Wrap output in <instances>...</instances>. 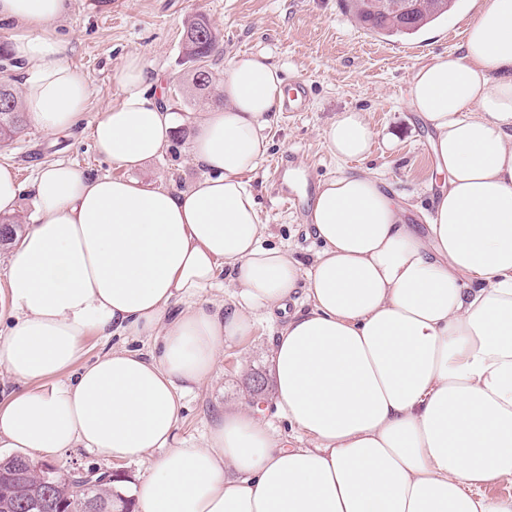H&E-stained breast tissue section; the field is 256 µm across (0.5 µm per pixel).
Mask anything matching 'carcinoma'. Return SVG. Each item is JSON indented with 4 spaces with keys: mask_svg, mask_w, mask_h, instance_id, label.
I'll return each mask as SVG.
<instances>
[{
    "mask_svg": "<svg viewBox=\"0 0 512 512\" xmlns=\"http://www.w3.org/2000/svg\"><path fill=\"white\" fill-rule=\"evenodd\" d=\"M346 10L352 14L361 28L380 37L414 34L448 12L453 0H410L414 6L409 25L396 21L386 14H374L366 10L365 0H343ZM218 49V43L210 22L204 16L191 20L184 32L182 53L194 64L190 71L189 89L196 94L209 92L213 85V73L207 62ZM25 113L21 95L8 79L0 80V142H8L24 130ZM0 241L8 244L20 230L16 217H0ZM19 460L0 459V512H25L20 508L23 501H33L41 496L42 473L24 469L19 477L13 476Z\"/></svg>",
    "mask_w": 512,
    "mask_h": 512,
    "instance_id": "carcinoma-1",
    "label": "carcinoma"
}]
</instances>
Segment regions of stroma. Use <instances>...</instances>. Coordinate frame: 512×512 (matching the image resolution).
I'll return each mask as SVG.
<instances>
[{
    "label": "stroma",
    "mask_w": 512,
    "mask_h": 512,
    "mask_svg": "<svg viewBox=\"0 0 512 512\" xmlns=\"http://www.w3.org/2000/svg\"><path fill=\"white\" fill-rule=\"evenodd\" d=\"M199 14L210 19L220 47L209 59L215 80L223 79L234 55L264 53L280 66L283 79H302L310 87L309 111L278 113L268 132L269 155L251 175L270 244L306 255L317 249V241L304 232L301 212L288 209L278 198L271 170L287 155L293 156L295 165L304 166L315 183L346 170V163L327 151L321 132L349 109L365 112L377 132L365 168L403 195L416 223H423L436 184L435 162L428 131L408 108V93L415 65L457 51L458 46L449 42V29L440 20L411 36L383 39L369 34L345 12L341 0H74L60 30L71 39L69 61L91 79L85 121L67 137L27 127L21 138L0 145V162L13 164L26 186L39 164L65 159L91 174L188 189L202 170L187 150L186 132L176 133L161 156L145 167L130 170L96 154L91 127L118 103L120 92L112 72L132 53L164 76L165 102L171 111L187 120L202 117L209 103L188 94L191 66L181 52L184 30ZM275 331V324L260 321L241 346L225 350L214 383L186 397L178 434L187 445L201 444L218 406L241 400L256 403L273 428L288 433L287 421L275 411L273 388L259 395L252 392L254 376H270ZM53 463L118 472L129 480L144 469L140 463L102 460L82 448L70 449Z\"/></svg>",
    "instance_id": "obj_1"
}]
</instances>
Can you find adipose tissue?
I'll list each match as a JSON object with an SVG mask.
<instances>
[{
    "mask_svg": "<svg viewBox=\"0 0 512 512\" xmlns=\"http://www.w3.org/2000/svg\"><path fill=\"white\" fill-rule=\"evenodd\" d=\"M73 0H0L10 57L26 66L28 121L75 130L89 74L58 25ZM121 99L95 124L98 154L136 169L180 127L204 170L186 191L38 165L35 218L9 256L13 320L0 367V446L53 457L84 448L146 462L134 512H512L485 486L512 478V0H487L453 54L417 65L408 106L440 176L425 231L367 171L318 183L309 261L266 243L248 179L286 96L262 54L236 55L224 101L183 123L128 55ZM376 133L363 113L322 132L338 161ZM231 286L229 300L214 292ZM278 322L270 367L287 445L249 401L220 407L201 444L177 436L188 394L259 319ZM152 340L85 361L90 334Z\"/></svg>",
    "mask_w": 512,
    "mask_h": 512,
    "instance_id": "ef3b65f1",
    "label": "adipose tissue"
}]
</instances>
